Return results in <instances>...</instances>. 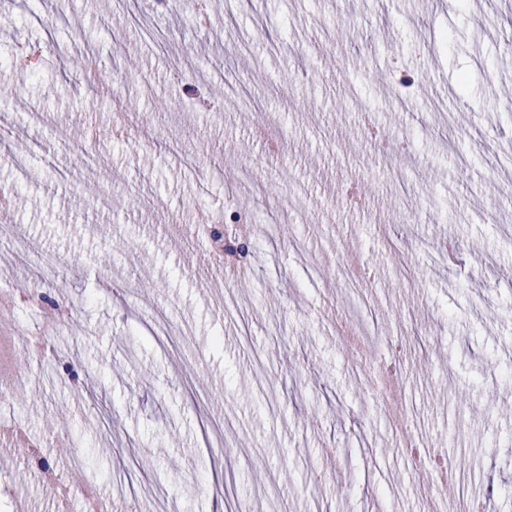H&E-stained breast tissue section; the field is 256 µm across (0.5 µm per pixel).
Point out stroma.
<instances>
[{"label":"stroma","instance_id":"stroma-1","mask_svg":"<svg viewBox=\"0 0 512 512\" xmlns=\"http://www.w3.org/2000/svg\"><path fill=\"white\" fill-rule=\"evenodd\" d=\"M1 61L0 512H81L33 439L120 512H512V0H0Z\"/></svg>","mask_w":512,"mask_h":512}]
</instances>
